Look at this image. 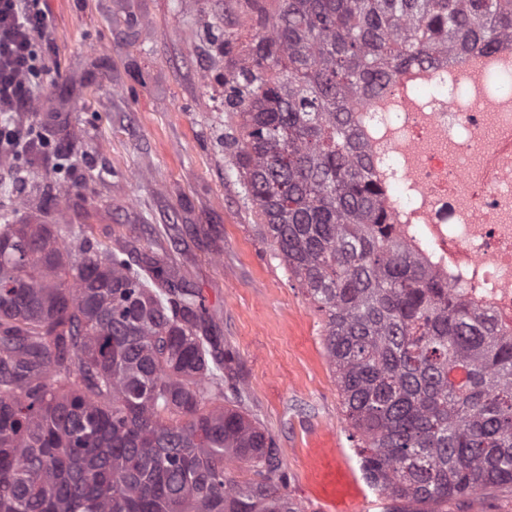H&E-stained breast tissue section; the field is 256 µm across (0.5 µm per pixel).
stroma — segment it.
I'll return each instance as SVG.
<instances>
[{
	"instance_id": "stroma-1",
	"label": "stroma",
	"mask_w": 512,
	"mask_h": 512,
	"mask_svg": "<svg viewBox=\"0 0 512 512\" xmlns=\"http://www.w3.org/2000/svg\"><path fill=\"white\" fill-rule=\"evenodd\" d=\"M250 0H46L49 74L16 123L47 125L52 150L26 181L0 180L49 218L166 262L197 291L232 357L244 406L275 440L305 512H387L366 483L324 350L325 317L276 256L242 198L224 135L237 127L217 73L253 30ZM78 163L61 173L63 160Z\"/></svg>"
}]
</instances>
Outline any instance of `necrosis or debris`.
<instances>
[{"mask_svg":"<svg viewBox=\"0 0 512 512\" xmlns=\"http://www.w3.org/2000/svg\"><path fill=\"white\" fill-rule=\"evenodd\" d=\"M355 117L398 234L512 327V41L409 68Z\"/></svg>","mask_w":512,"mask_h":512,"instance_id":"4bbe7bcc","label":"necrosis or debris"}]
</instances>
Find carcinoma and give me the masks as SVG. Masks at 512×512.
Returning a JSON list of instances; mask_svg holds the SVG:
<instances>
[{
    "label": "carcinoma",
    "mask_w": 512,
    "mask_h": 512,
    "mask_svg": "<svg viewBox=\"0 0 512 512\" xmlns=\"http://www.w3.org/2000/svg\"><path fill=\"white\" fill-rule=\"evenodd\" d=\"M252 27L226 144L326 317L365 479L398 512L512 486V330L396 239L354 116L512 38V0H279ZM0 220V512H304L199 293L82 226Z\"/></svg>",
    "instance_id": "1"
}]
</instances>
